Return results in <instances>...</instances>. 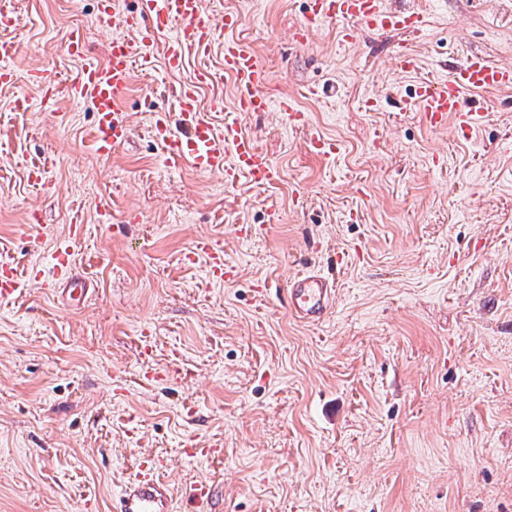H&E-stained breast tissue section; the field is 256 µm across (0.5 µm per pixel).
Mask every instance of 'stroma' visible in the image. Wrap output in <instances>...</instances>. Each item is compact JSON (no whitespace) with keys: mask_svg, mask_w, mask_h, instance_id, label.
Listing matches in <instances>:
<instances>
[{"mask_svg":"<svg viewBox=\"0 0 512 512\" xmlns=\"http://www.w3.org/2000/svg\"><path fill=\"white\" fill-rule=\"evenodd\" d=\"M417 31L329 23L303 43L309 0H204L202 18H241L236 37L288 100L336 139L325 160L279 110L236 114L224 44L198 88L214 124L238 119L281 172L260 185L166 162L150 133L157 110L202 63L167 71L170 31L152 68L117 97L129 140L104 155L94 113L70 84L84 60L107 59L139 0H14L15 82L0 86V255L38 271L0 300V512H110L142 460L162 459L174 512H512V87L473 91L478 124L426 126L409 102L467 55L512 66V0H414ZM84 56L67 54L71 32ZM414 71L396 62L400 45ZM56 74L45 98L33 75ZM31 108H13L16 96ZM41 160L50 185L31 186ZM79 215L74 271L89 288L70 307L50 286L52 255ZM241 224L263 226L244 239ZM207 237L237 267L224 284L183 258ZM310 268L333 280L332 312L290 314L283 289ZM178 355L180 375L142 380ZM205 457L189 458L185 449Z\"/></svg>","mask_w":512,"mask_h":512,"instance_id":"35a3bbf8","label":"stroma"}]
</instances>
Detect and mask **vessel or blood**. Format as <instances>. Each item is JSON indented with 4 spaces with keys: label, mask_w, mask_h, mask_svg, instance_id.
I'll use <instances>...</instances> for the list:
<instances>
[{
    "label": "vessel or blood",
    "mask_w": 512,
    "mask_h": 512,
    "mask_svg": "<svg viewBox=\"0 0 512 512\" xmlns=\"http://www.w3.org/2000/svg\"><path fill=\"white\" fill-rule=\"evenodd\" d=\"M388 0H312V6L300 26L301 35L330 22H340L342 42H351L359 26H401L419 29L420 12L413 7L387 5ZM203 0H140V10L123 17L134 39H116L108 60L103 64L83 67L73 79L71 94L89 102L95 112V145L98 151L111 152L127 142L130 132L128 118L117 103V96L129 83L134 66H149L156 28L179 21L176 35L166 50L170 69H181L189 57L209 55L216 40L224 42V70L236 80L237 109L241 112H263L269 107L261 87L265 72L253 48L233 35L239 24L237 16L224 17L223 31L201 20ZM512 87V68L492 63L480 55H471L460 62L443 82L421 83L411 102L421 112L424 122L432 128L444 126L455 119L461 129H471L477 116L464 110L466 94L492 87ZM180 120L171 125L165 112L155 113L150 134L164 152L173 158L189 161L203 172H220L231 183L239 175H247L254 183L276 181L280 171L255 142L245 136L236 121L215 126L202 112L196 91L179 89L176 94ZM283 109L290 125L304 128L306 142L313 153L323 158L335 157L338 146L334 139L309 126L305 113L291 104ZM84 233L83 226H71L69 238L59 244L53 255V280L67 284L70 295L84 298L86 290L73 274L70 246ZM194 256L206 261L208 283L220 284L233 276L235 267L224 257V247L216 240H198ZM24 281L15 264H0V300L20 292ZM335 289L332 283L316 274L295 276L285 294L290 312L318 322L333 308ZM147 475L128 480L112 501V512H173V495L168 484L153 474L154 463H147Z\"/></svg>",
    "instance_id": "b4317fda"
}]
</instances>
